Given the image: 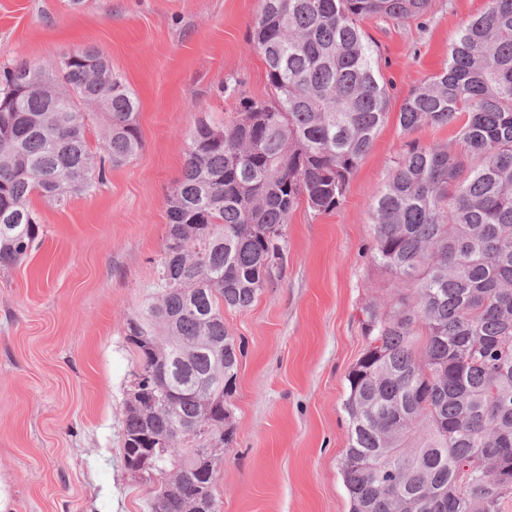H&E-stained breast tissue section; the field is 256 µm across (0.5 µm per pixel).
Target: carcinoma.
<instances>
[{
	"label": "carcinoma",
	"instance_id": "1",
	"mask_svg": "<svg viewBox=\"0 0 512 512\" xmlns=\"http://www.w3.org/2000/svg\"><path fill=\"white\" fill-rule=\"evenodd\" d=\"M428 7L260 0L250 43L271 96L240 97L231 120L195 124L168 197L153 296L125 322L135 367L158 373L172 404H126L123 458L152 444L159 479L173 461L190 474L151 512H183L197 497L219 512L204 444L162 440L175 423L204 418L232 442L224 411L244 344L224 309L249 308L272 281L266 259L283 263V229L300 204L317 214L339 206L387 118L361 21L418 18ZM32 69L0 71V269L36 247L32 196L60 207L92 196L142 147L138 100L101 49L66 55L52 89L24 91ZM399 124L451 127L455 145L410 144L372 204L371 258L399 287L390 308L363 310L367 346L347 375L350 512H503L512 500V0H487L461 26ZM198 340L209 350L174 348Z\"/></svg>",
	"mask_w": 512,
	"mask_h": 512
}]
</instances>
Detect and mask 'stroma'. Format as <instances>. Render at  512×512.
Wrapping results in <instances>:
<instances>
[{"instance_id": "1", "label": "stroma", "mask_w": 512, "mask_h": 512, "mask_svg": "<svg viewBox=\"0 0 512 512\" xmlns=\"http://www.w3.org/2000/svg\"><path fill=\"white\" fill-rule=\"evenodd\" d=\"M259 0H0V68L53 67L100 47L140 102L142 149L91 197H33L40 245L0 270V492L9 512H150L151 485L122 460L133 357L125 320L148 298L198 118L229 119L270 86L249 31ZM486 0H430L425 16L361 26L389 115L336 210L293 211L282 268L224 323L245 341L234 442L218 466L220 512H349L342 474L350 367L366 345L362 307L389 306L395 278L371 258V204L409 142H451L448 127L404 131L411 91L448 61L454 33ZM235 86V94L223 91Z\"/></svg>"}]
</instances>
